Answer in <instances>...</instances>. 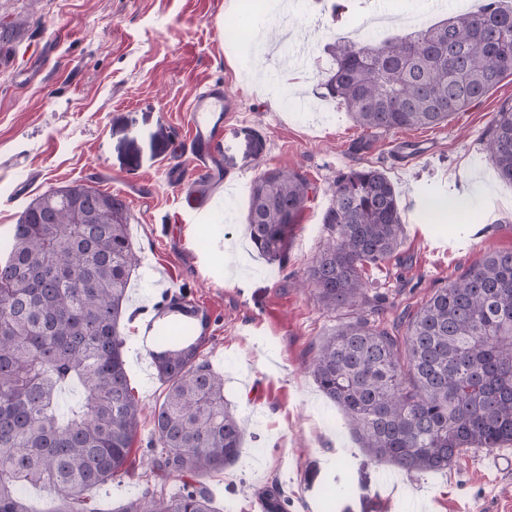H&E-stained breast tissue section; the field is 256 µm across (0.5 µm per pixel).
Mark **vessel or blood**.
<instances>
[{
    "label": "vessel or blood",
    "instance_id": "vessel-or-blood-1",
    "mask_svg": "<svg viewBox=\"0 0 512 512\" xmlns=\"http://www.w3.org/2000/svg\"><path fill=\"white\" fill-rule=\"evenodd\" d=\"M224 89L209 86L198 93L190 110L191 167L195 175L204 176L211 171L212 154L210 144L218 127L217 115L224 110Z\"/></svg>",
    "mask_w": 512,
    "mask_h": 512
}]
</instances>
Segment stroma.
I'll use <instances>...</instances> for the list:
<instances>
[{"label": "stroma", "instance_id": "stroma-1", "mask_svg": "<svg viewBox=\"0 0 512 512\" xmlns=\"http://www.w3.org/2000/svg\"><path fill=\"white\" fill-rule=\"evenodd\" d=\"M0 0V26L24 20L0 45V237L45 191L83 184L119 196L130 215L134 270L128 313L188 296L209 325L201 348L224 376V399L244 421L239 460L206 482L219 512H264L277 486L286 512H512V471L489 475L482 450L448 470L410 476L372 461L307 371L314 348L349 317L300 288L329 235L324 222L339 172L374 166L400 195L405 237L367 267L363 311L395 336L436 288L487 254L512 250V185L484 149L512 76L448 122L366 131L323 95L335 36L362 41L374 12L387 34L437 21L456 0ZM280 85L270 102L266 82ZM229 98L211 143L208 190L188 173L189 106L206 86ZM267 169L304 175L314 192L285 264L266 261L246 233L251 184ZM203 219L186 220L191 200ZM244 265L229 262L227 244ZM248 287L236 284L237 278ZM131 385L143 406L132 456H150L152 414L165 394L148 355L147 323L125 325Z\"/></svg>", "mask_w": 512, "mask_h": 512}]
</instances>
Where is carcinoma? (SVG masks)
<instances>
[{"label": "carcinoma", "instance_id": "carcinoma-1", "mask_svg": "<svg viewBox=\"0 0 512 512\" xmlns=\"http://www.w3.org/2000/svg\"><path fill=\"white\" fill-rule=\"evenodd\" d=\"M328 95L366 131L435 126L484 99L512 75V0H482L408 35L327 46ZM486 151L512 184V104L496 112ZM307 178L266 170L249 192L246 230L260 255L285 259L309 201ZM76 191L84 224L72 209ZM52 205L60 224H43ZM324 223L331 234L307 273L321 305L351 309L316 346L308 369L378 463L406 474L448 469L472 449L512 443V250L489 254L436 289L409 320L403 341L355 309L364 269L401 245L398 194L376 167L337 176ZM129 216L116 195L85 185L49 190L12 225L0 259V512H31L18 488L40 485L51 512H91L86 492L131 473L141 404L130 385L122 324L138 265ZM180 336L149 351L165 396L154 409L145 469L153 487L96 512H218L205 477L233 465L245 427L224 401V376L200 358L207 317L181 298ZM179 480L173 490L167 481ZM266 512H286L275 486Z\"/></svg>", "mask_w": 512, "mask_h": 512}]
</instances>
